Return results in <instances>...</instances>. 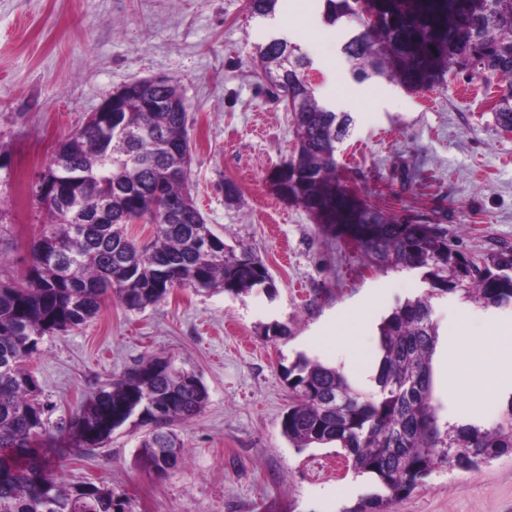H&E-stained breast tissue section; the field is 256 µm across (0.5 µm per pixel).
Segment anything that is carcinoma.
Here are the masks:
<instances>
[{
    "instance_id": "obj_1",
    "label": "carcinoma",
    "mask_w": 512,
    "mask_h": 512,
    "mask_svg": "<svg viewBox=\"0 0 512 512\" xmlns=\"http://www.w3.org/2000/svg\"><path fill=\"white\" fill-rule=\"evenodd\" d=\"M279 2L248 0L249 12L272 19ZM322 2L327 24L359 21L341 47L355 78L418 86L441 80L454 64H471L507 81L494 119L512 127V0ZM256 59L298 134L285 190L326 230L354 241L373 266L416 272L427 285L378 324L369 393L302 355L284 369L293 397L283 435L300 450L336 445L354 473L375 476L388 491L342 512H388L393 498L424 486L439 466L471 470L512 454V397L492 422L443 424L432 366L440 336L433 300L458 294L485 309L512 305V246L467 256L442 224H403L361 207L336 177L337 144L351 117L319 104L305 75L311 62L298 46L272 38L257 47ZM188 122L177 81L131 82L112 96V111L91 113L56 145L32 186L49 221L30 243L24 277L0 282V512H125L107 487L59 480L63 458L43 452L52 430L28 366L43 337L86 324L112 299L143 311L175 287L233 296L276 288L268 268L252 253L228 248L196 207ZM58 158L64 164H55ZM138 222L153 226L142 245L126 233ZM206 400L195 373L155 356L105 383L68 427L87 453L127 424L144 428L140 461L165 473L184 462L177 426Z\"/></svg>"
}]
</instances>
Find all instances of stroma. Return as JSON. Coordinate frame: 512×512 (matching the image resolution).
<instances>
[{
  "label": "stroma",
  "mask_w": 512,
  "mask_h": 512,
  "mask_svg": "<svg viewBox=\"0 0 512 512\" xmlns=\"http://www.w3.org/2000/svg\"><path fill=\"white\" fill-rule=\"evenodd\" d=\"M354 22L331 27L319 0H282L275 20L251 17L246 0H0V144L12 184L0 194L13 223L0 226V280L20 277L44 210L29 185L59 140L124 85L167 76L189 106L190 189L212 229L247 247L273 276L275 293L234 297L176 288L141 312L105 304L86 325L45 337L32 368L51 411V453L67 455L65 421L112 377L158 355L198 375L208 393L178 427L185 461L165 474L137 461L141 431H114L104 449L59 472L68 483L109 486L125 512H342L378 492L335 445L300 450L281 430L291 402L283 369L298 355L334 365L337 347L356 361L344 372L364 391L377 325L421 294L419 275L372 266L356 244L323 232L280 184L298 147L293 117L258 74V45L277 37L312 61L320 103L352 118L336 175L368 209L410 224H442L459 250L512 245V134L493 113L505 84L452 67L443 86L408 89L382 77L352 78L341 45ZM239 195L224 196L225 181ZM464 336L492 347L496 364L478 401L459 395L474 368L434 365L442 421L494 420L512 396V310L468 306ZM287 325V338L264 328ZM392 512H512V455L475 470L436 468Z\"/></svg>",
  "instance_id": "obj_1"
}]
</instances>
